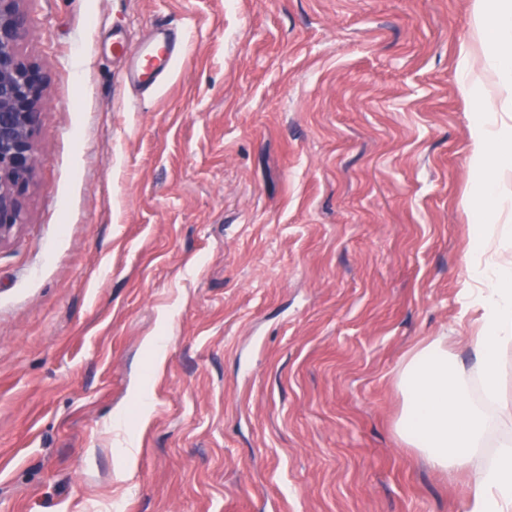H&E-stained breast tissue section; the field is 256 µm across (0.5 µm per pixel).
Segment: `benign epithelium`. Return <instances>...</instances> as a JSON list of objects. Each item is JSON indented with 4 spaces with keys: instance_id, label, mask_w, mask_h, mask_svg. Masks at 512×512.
<instances>
[{
    "instance_id": "benign-epithelium-1",
    "label": "benign epithelium",
    "mask_w": 512,
    "mask_h": 512,
    "mask_svg": "<svg viewBox=\"0 0 512 512\" xmlns=\"http://www.w3.org/2000/svg\"><path fill=\"white\" fill-rule=\"evenodd\" d=\"M24 0H0V244L22 224V196L35 167L44 77L24 62L19 44L28 33Z\"/></svg>"
}]
</instances>
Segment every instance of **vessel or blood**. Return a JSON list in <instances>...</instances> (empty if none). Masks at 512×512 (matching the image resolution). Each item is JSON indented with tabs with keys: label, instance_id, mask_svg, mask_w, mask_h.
<instances>
[{
	"label": "vessel or blood",
	"instance_id": "1",
	"mask_svg": "<svg viewBox=\"0 0 512 512\" xmlns=\"http://www.w3.org/2000/svg\"><path fill=\"white\" fill-rule=\"evenodd\" d=\"M188 39L164 24H157L153 37L136 58L132 76L138 83L156 89L170 76L174 64L187 53Z\"/></svg>",
	"mask_w": 512,
	"mask_h": 512
}]
</instances>
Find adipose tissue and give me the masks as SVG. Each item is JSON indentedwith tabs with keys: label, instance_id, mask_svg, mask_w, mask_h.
Wrapping results in <instances>:
<instances>
[{
	"label": "adipose tissue",
	"instance_id": "obj_1",
	"mask_svg": "<svg viewBox=\"0 0 512 512\" xmlns=\"http://www.w3.org/2000/svg\"><path fill=\"white\" fill-rule=\"evenodd\" d=\"M472 32L485 62L477 68L463 60L459 82L468 94L512 74V55L503 51L512 42V0H473ZM471 144L481 193L468 204L487 220L472 227L474 285L464 291L479 313L467 338L470 361L461 366L444 336L420 348L400 373L406 402L397 430L433 469L449 474L482 455L490 431L501 433L497 452L469 487L464 512H512V405L502 399L498 373L502 351L512 345V262L501 258L505 243L494 225L501 211L495 187L512 171V122L492 102L482 105Z\"/></svg>",
	"mask_w": 512,
	"mask_h": 512
}]
</instances>
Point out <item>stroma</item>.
<instances>
[{
  "instance_id": "1",
  "label": "stroma",
  "mask_w": 512,
  "mask_h": 512,
  "mask_svg": "<svg viewBox=\"0 0 512 512\" xmlns=\"http://www.w3.org/2000/svg\"><path fill=\"white\" fill-rule=\"evenodd\" d=\"M23 7L45 86L0 244V512H463L476 469L396 422L411 354L468 363L477 317L472 0ZM160 22L190 48L144 92Z\"/></svg>"
}]
</instances>
